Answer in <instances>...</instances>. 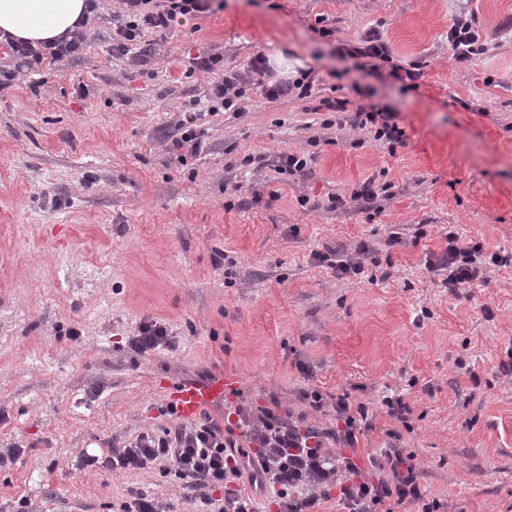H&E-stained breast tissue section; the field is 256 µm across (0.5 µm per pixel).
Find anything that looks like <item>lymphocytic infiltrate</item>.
I'll use <instances>...</instances> for the list:
<instances>
[{
	"label": "lymphocytic infiltrate",
	"mask_w": 512,
	"mask_h": 512,
	"mask_svg": "<svg viewBox=\"0 0 512 512\" xmlns=\"http://www.w3.org/2000/svg\"><path fill=\"white\" fill-rule=\"evenodd\" d=\"M123 10L115 25L112 49L129 53L139 45L145 31L167 34L180 16L197 15L210 9L213 0H121ZM100 0H86L85 10L72 30L61 36L33 43L13 36L0 41L5 62L0 65V89L11 86L15 65L27 68L53 65L81 58L88 48L86 27L98 17ZM223 59L213 54L193 58L191 70L219 72L207 92L211 112L239 111L250 75L263 77V91L277 100L295 94L311 95L310 84L266 81V59L256 55L249 73L222 72ZM199 113H184L178 134L168 147L175 165L186 166L188 158L202 148ZM351 122L370 129L375 139L388 146L401 143L404 133L394 112L357 107ZM479 243L459 240L449 234L448 248L438 261L445 270L449 288L455 289L479 279L476 256ZM296 405L283 412L269 408L236 407L233 418L217 422L209 414L163 429L145 432L108 455L83 454L85 466L99 464L119 470L145 469L167 460L176 475L201 489L204 505L213 504L212 492L223 491L218 512H258L256 494L269 496L279 512H316L322 501L335 499L340 512H397L414 506L419 512H439V499H427L420 483L415 453L401 444L399 431L388 434L384 448L368 455L358 450L363 423L368 418L364 403L355 402L349 391L336 394L303 388L296 393ZM334 417L332 427L308 423L309 411Z\"/></svg>",
	"instance_id": "lymphocytic-infiltrate-1"
}]
</instances>
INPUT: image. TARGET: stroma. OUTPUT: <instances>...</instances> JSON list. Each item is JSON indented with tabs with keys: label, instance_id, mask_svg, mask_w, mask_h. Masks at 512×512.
Wrapping results in <instances>:
<instances>
[{
	"label": "stroma",
	"instance_id": "35a3bbf8",
	"mask_svg": "<svg viewBox=\"0 0 512 512\" xmlns=\"http://www.w3.org/2000/svg\"><path fill=\"white\" fill-rule=\"evenodd\" d=\"M460 16L482 47L464 63L448 45ZM87 30L82 59L0 92V448L20 450L0 467V512H120L135 492L199 512L169 463L81 456L177 426L169 390L222 376L218 419L348 389L369 409L365 453L399 426L383 398H401L428 495L447 512H512V379L498 370L512 267L454 292L427 269L452 232L512 254V0H224L172 36L146 32L142 61L113 53L110 24ZM372 35L393 57L376 73L343 54ZM210 53L228 71L283 57L277 77L312 71V95L271 102L252 86L243 112L206 114L217 76L188 67ZM394 63L417 83L389 78ZM336 95L396 112L402 145L335 125L318 103ZM189 108L203 144L179 168L166 145ZM283 153L310 156L305 174H276ZM368 180L388 192L351 201ZM331 252L363 273L339 274ZM147 318L174 348L129 350Z\"/></svg>",
	"mask_w": 512,
	"mask_h": 512
}]
</instances>
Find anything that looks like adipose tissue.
Instances as JSON below:
<instances>
[{"label":"adipose tissue","instance_id":"ef3b65f1","mask_svg":"<svg viewBox=\"0 0 512 512\" xmlns=\"http://www.w3.org/2000/svg\"><path fill=\"white\" fill-rule=\"evenodd\" d=\"M84 0H0V33L32 42L61 35L73 28Z\"/></svg>","mask_w":512,"mask_h":512}]
</instances>
